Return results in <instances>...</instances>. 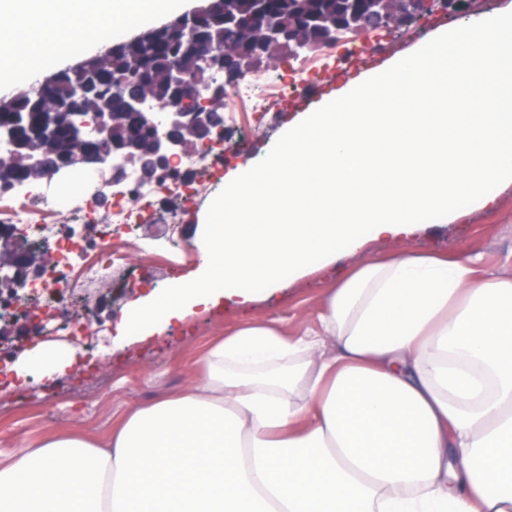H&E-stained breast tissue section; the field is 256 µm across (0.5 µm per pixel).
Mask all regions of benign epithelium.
<instances>
[{
  "label": "benign epithelium",
  "instance_id": "obj_1",
  "mask_svg": "<svg viewBox=\"0 0 512 512\" xmlns=\"http://www.w3.org/2000/svg\"><path fill=\"white\" fill-rule=\"evenodd\" d=\"M213 0L203 6L174 18L160 26V30L177 33L184 43L189 64L169 67L154 82H145L142 88L124 96L125 110L140 117L148 132L144 138H128L117 134L119 115L112 112L96 84V69L85 71L81 84L67 91L65 100L50 94H41L33 101V108L45 112L44 120L36 125H25L21 119L0 126V147L7 156L24 161V176L0 180V192L24 189L37 181L62 175L76 165H98L104 156L112 154V196H124L126 170L138 167L141 180L159 185L169 172L173 161L193 148L205 151L224 148V93L218 86L211 96L196 101L191 90L193 74L205 71L213 77L222 76L233 82L248 69L238 64L231 70L227 66L224 49L203 39L195 29L194 21L209 11ZM443 0H346L341 22L325 17L313 18L314 24L325 32V40L336 38L340 29L363 31L368 26L356 21L362 11L381 15L384 27L417 21ZM312 48L304 30H291L276 23L268 24L256 40L254 57L260 62L275 50L282 51L283 59L298 56V51ZM64 117L75 135L85 142V148L74 154H51L57 139L58 117ZM14 271L19 280L29 272V266L17 251L0 254V271Z\"/></svg>",
  "mask_w": 512,
  "mask_h": 512
}]
</instances>
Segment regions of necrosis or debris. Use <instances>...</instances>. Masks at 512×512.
I'll list each match as a JSON object with an SVG mask.
<instances>
[{
  "instance_id": "1",
  "label": "necrosis or debris",
  "mask_w": 512,
  "mask_h": 512,
  "mask_svg": "<svg viewBox=\"0 0 512 512\" xmlns=\"http://www.w3.org/2000/svg\"><path fill=\"white\" fill-rule=\"evenodd\" d=\"M318 64L317 57H304L287 78H272L267 72L255 71L225 86L224 95L241 100L278 94L289 85L311 81ZM144 206L165 212L168 208L166 189L139 183L136 172H129L127 193L113 206L111 223L103 225L98 250L90 252L74 236L60 230L61 213L49 200L18 206L0 205V232L5 233L8 240L42 249L46 256L44 273L26 280L23 285L25 296L18 303L0 306V320L48 327L56 336L80 338L86 349L97 347L98 337L89 332V316L58 322L54 313L60 305L71 301L69 286L72 282L92 283L111 278L127 267L133 256L141 266H151L157 255V245L145 241L139 233L138 211Z\"/></svg>"
}]
</instances>
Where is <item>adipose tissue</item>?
I'll return each instance as SVG.
<instances>
[{
  "instance_id": "obj_1",
  "label": "adipose tissue",
  "mask_w": 512,
  "mask_h": 512,
  "mask_svg": "<svg viewBox=\"0 0 512 512\" xmlns=\"http://www.w3.org/2000/svg\"><path fill=\"white\" fill-rule=\"evenodd\" d=\"M181 0H0V76L51 70L84 26L129 31ZM78 348L36 345L41 380ZM204 381L106 442L60 435L0 460V512H512V276L402 253L368 260L289 337L253 322Z\"/></svg>"
}]
</instances>
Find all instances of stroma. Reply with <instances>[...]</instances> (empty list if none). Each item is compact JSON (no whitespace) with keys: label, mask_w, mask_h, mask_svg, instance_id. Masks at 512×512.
I'll return each mask as SVG.
<instances>
[{"label":"stroma","mask_w":512,"mask_h":512,"mask_svg":"<svg viewBox=\"0 0 512 512\" xmlns=\"http://www.w3.org/2000/svg\"><path fill=\"white\" fill-rule=\"evenodd\" d=\"M511 1L455 0L447 9L434 11L416 22L388 31H364L353 44L355 55L351 62L341 66L335 58H323L319 79L328 89H336L362 71L420 47L438 29L455 27L471 15L496 11ZM298 101V92L290 90L269 96L257 111L245 113L250 126L243 149L227 155L223 164H215L212 155L196 151V167L204 179L203 186L189 194L174 187L169 190L178 208L176 222L183 238L195 239L198 215L223 190L225 178L246 162L260 161L271 150L285 125L284 106L297 105ZM401 251L474 256L483 271L512 275V185L504 189L495 209H478L449 224L426 225L407 237L378 240L338 258L324 270L286 282L274 293L248 305L225 304L109 355L96 350L90 361L80 362L57 380H32L12 388L0 385V458L11 456L18 446L34 447L54 435L100 438L137 408L199 384L196 360L240 325L271 322L291 336L316 327L326 295L349 269L368 258ZM199 263L196 253L187 258L177 252H160L154 275L137 270L117 272L113 279L77 291L73 303L61 306L56 316L70 319L76 312L93 311V330L110 338L113 311L124 310L130 300L152 287H163L171 279L188 275ZM21 396L25 397L26 406L17 405Z\"/></svg>","instance_id":"stroma-1"}]
</instances>
